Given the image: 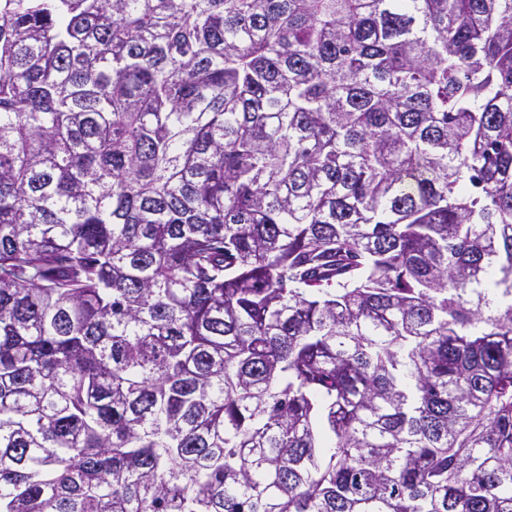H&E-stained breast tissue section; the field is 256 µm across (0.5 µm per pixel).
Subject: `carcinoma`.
I'll return each instance as SVG.
<instances>
[{"mask_svg": "<svg viewBox=\"0 0 512 512\" xmlns=\"http://www.w3.org/2000/svg\"><path fill=\"white\" fill-rule=\"evenodd\" d=\"M0 512H512V0H0Z\"/></svg>", "mask_w": 512, "mask_h": 512, "instance_id": "1", "label": "carcinoma"}]
</instances>
